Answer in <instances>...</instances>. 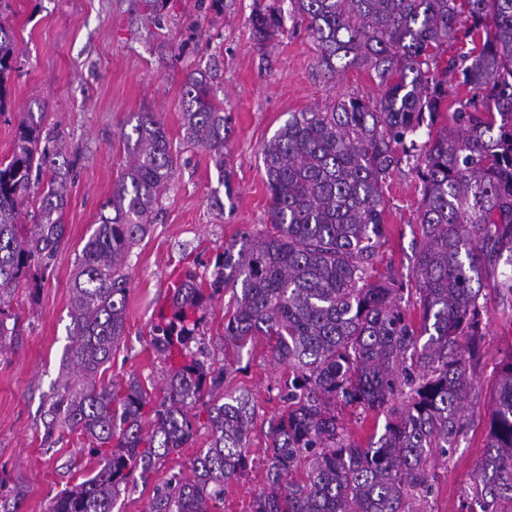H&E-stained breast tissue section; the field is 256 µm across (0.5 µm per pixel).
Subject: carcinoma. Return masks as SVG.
Returning a JSON list of instances; mask_svg holds the SVG:
<instances>
[{
    "label": "carcinoma",
    "instance_id": "obj_1",
    "mask_svg": "<svg viewBox=\"0 0 512 512\" xmlns=\"http://www.w3.org/2000/svg\"><path fill=\"white\" fill-rule=\"evenodd\" d=\"M331 73L369 64L376 101L342 99L289 113L263 145L268 231L224 245L207 283L189 273L173 289L172 315L151 331L167 363L153 397L136 379L125 392L97 382L125 332L124 259L145 236L174 160L153 114L122 131L129 160L89 235L71 298L67 375L48 409L47 434L87 442L89 477L58 492L49 512H113L135 478L192 438L207 407L209 447L191 475L154 488L145 512H215L224 487L247 470L255 407L239 394L214 399L228 367L193 350L190 317L228 287L240 290L224 338L240 349L257 336L288 365V413L269 424L263 489L250 512H411L410 492L429 489V459L454 448L465 426L467 365L480 355L487 309L485 266L504 262L493 288L512 295V0H290ZM469 25L460 29L458 19ZM259 42L282 31L274 7L250 17ZM455 52L444 57L451 47ZM16 44L0 25V112ZM471 96L448 103V74ZM184 138L218 156L228 126L204 73L184 83ZM453 108V126L422 143ZM42 116L25 113L12 155L0 162V352L10 315L3 305L33 270L45 272L66 236L67 178ZM414 160L425 242L413 276L421 324L400 307L403 289L370 274L385 236L383 186L401 156ZM50 171L35 223H19L33 174ZM403 405L395 409L396 393ZM385 415L383 433L361 446L344 435L338 409ZM458 512H512V351L500 363L486 451Z\"/></svg>",
    "mask_w": 512,
    "mask_h": 512
}]
</instances>
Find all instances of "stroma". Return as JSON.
I'll return each mask as SVG.
<instances>
[{
	"label": "stroma",
	"instance_id": "35a3bbf8",
	"mask_svg": "<svg viewBox=\"0 0 512 512\" xmlns=\"http://www.w3.org/2000/svg\"><path fill=\"white\" fill-rule=\"evenodd\" d=\"M274 4L290 7L288 0H165L157 25L148 21L153 0H10L0 14L19 49L9 77L10 101L0 112V160L11 155L25 113L39 112L53 133L49 147L69 173L66 241L37 295L20 286L6 299L17 334L0 350V495H20L22 512H48L58 491L87 476L81 440L46 439L43 411L66 372L71 286L79 254L123 169L126 122L139 112L157 116L176 174L149 232L127 259L125 335L103 374L118 387L132 378L159 384L165 364L150 334L170 313L173 285L189 271L209 280L225 244L264 231L269 193L261 150L289 113L380 96L370 66H353L335 77L326 73L304 23L285 19L274 39L257 42L250 15ZM195 70L207 74L224 107L230 135L220 164L213 152L184 139L183 84ZM417 183L404 162L387 178L386 235L374 258L378 274L403 284L401 306L414 320L420 313L412 272L423 241ZM217 197L223 209L214 207ZM233 305L232 290L216 296L202 311L199 330L208 362L230 369L225 392L249 391L256 404L247 469L224 494V512H250L263 484L268 422L288 409V368L274 361L264 339L241 350L225 343L224 318ZM511 350L512 303L488 293L481 353L467 370L465 431L447 458L429 460L432 488L412 496L415 512H457L485 453L497 367ZM197 412L191 442L129 488L114 512H144L155 485L189 472L210 440L205 407Z\"/></svg>",
	"mask_w": 512,
	"mask_h": 512
}]
</instances>
